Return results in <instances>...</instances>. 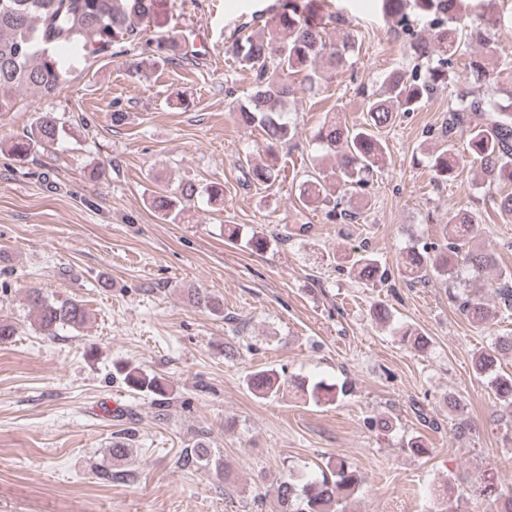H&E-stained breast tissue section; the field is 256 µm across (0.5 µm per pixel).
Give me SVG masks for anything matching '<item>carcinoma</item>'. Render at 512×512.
Listing matches in <instances>:
<instances>
[{"mask_svg":"<svg viewBox=\"0 0 512 512\" xmlns=\"http://www.w3.org/2000/svg\"><path fill=\"white\" fill-rule=\"evenodd\" d=\"M388 16L406 14L411 10L420 18L446 13L445 20L428 27V34L408 32V46L416 64L407 71L396 67L388 72L381 88L363 94L366 122L346 126L327 115L318 126L313 139L334 163L312 171H303L298 184L303 206L314 210L325 208L329 219H353L341 207L347 195L363 189L387 158V145L379 137V129L394 123L399 113L418 111L442 87L451 88L461 81L456 71L457 54L468 39H482L489 33L483 27L471 30L460 25L466 0H381ZM154 0H0V112H9L22 93L41 98L56 95L66 82L69 69L61 53L83 51L91 56H112L127 44L139 43L146 32L143 22L151 15ZM331 17L321 12V0H283L280 11L262 34L237 38L231 52L240 64L254 74V87L246 100L238 105L244 125L258 128L265 139L271 162L252 168V179L272 183L279 176L276 168L279 148L298 136L297 126L284 117L288 97L294 91L291 77L303 75L304 89L317 93L324 76L317 65L324 62L331 68L346 63L353 51V39L331 43L326 40ZM189 51L173 35L155 38V51L146 62L136 66L134 77L160 64H180ZM470 74L487 82L496 80L495 69L487 58L476 55L467 64ZM459 104L449 111L448 130L444 142L431 155L435 173L447 179L453 176L460 161L455 148V134L466 136L470 164L480 171L483 184L498 189L512 185V111H497L487 101L456 90ZM65 133L52 112L43 113L21 136L9 143L0 142V151L22 162ZM197 197H204L212 206L224 203V188L219 183L202 186L185 183L175 192L149 198V205L160 219L174 223L191 208ZM494 208L506 223H512V193H499L492 198ZM480 215L474 211H457L442 225L445 246L432 252L430 246L410 248L403 256L402 277L424 281L432 277L448 280L460 270L476 276L491 264V256L475 243ZM349 273L373 285L389 279L388 270L365 250L348 260ZM500 286L495 290L497 302L467 298L460 304L468 321L486 325L497 316H512V273H499ZM194 304L215 313L220 302L201 289L191 291ZM28 306L35 315L40 332L56 336L64 328L77 330L87 321L84 305L72 299H50L39 290L27 295ZM400 341L419 351L429 346L428 337L417 329L398 325L392 328ZM512 354V337L501 336L476 352L472 368L477 377L495 371L501 357ZM129 391L153 397L164 404L169 400L170 386L161 376L148 374L135 366L116 368ZM283 384L274 369L255 371L246 378V385L255 396L276 397ZM310 399L319 403L341 394L347 395L346 384L336 386L323 380L299 381ZM503 414L512 416V375L498 374L491 380ZM184 465L205 463L221 474L224 463L215 456L203 438L186 449ZM361 486V478L348 462L340 457L329 459L320 473L305 480L290 471L274 488L277 512H348V502Z\"/></svg>","mask_w":512,"mask_h":512,"instance_id":"obj_1","label":"carcinoma"}]
</instances>
